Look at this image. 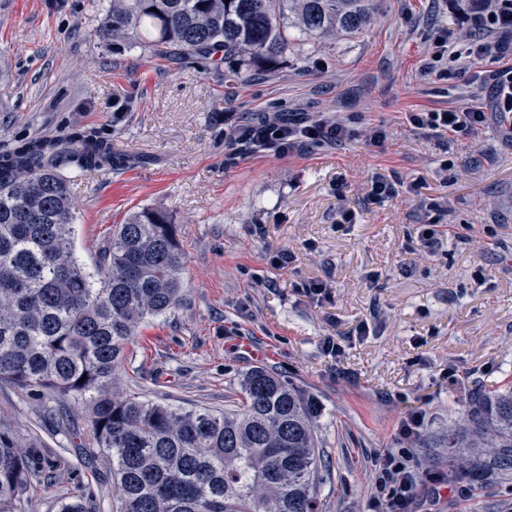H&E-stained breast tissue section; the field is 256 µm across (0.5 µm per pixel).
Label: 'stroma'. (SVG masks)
<instances>
[{"mask_svg": "<svg viewBox=\"0 0 512 512\" xmlns=\"http://www.w3.org/2000/svg\"><path fill=\"white\" fill-rule=\"evenodd\" d=\"M108 4L0 0V151L88 125L140 156L134 168L75 179L84 264L132 211L172 213L187 260L185 300L127 345L124 392L221 411L241 399L246 371L273 370L320 406L322 512H368L374 460L396 447L399 420L417 409L426 419L416 458L446 475L448 427L469 391L512 383V140L494 121L476 142L426 138L406 120L469 93V75L443 83L426 69L432 34L458 25L446 0H377L363 34L307 41L245 74L233 59L200 65L106 48L97 29ZM336 110L384 123V146L280 157L233 152L224 134L228 117ZM374 174L447 196L468 239L442 235L431 255L410 249L421 218L402 196L336 230L341 199L357 203ZM284 250L296 257L285 269L272 263ZM308 280L330 283L331 302L299 295ZM362 321L368 335L353 336ZM327 339L342 346L339 356L324 351ZM1 428L19 446L67 458L51 492L27 487L25 512L78 499L111 512L109 472L71 445L87 433L83 406L0 382ZM408 510L512 512V469L448 478L437 496L419 489Z\"/></svg>", "mask_w": 512, "mask_h": 512, "instance_id": "35a3bbf8", "label": "stroma"}]
</instances>
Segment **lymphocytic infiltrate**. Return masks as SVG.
<instances>
[{"instance_id":"1","label":"lymphocytic infiltrate","mask_w":512,"mask_h":512,"mask_svg":"<svg viewBox=\"0 0 512 512\" xmlns=\"http://www.w3.org/2000/svg\"><path fill=\"white\" fill-rule=\"evenodd\" d=\"M460 11L459 33L443 31L433 41L431 72L447 81L467 73L475 58L495 63L496 70L492 81L481 76L471 79L467 104L407 113V122L425 137L438 138L448 133L479 136L491 112L498 115L500 123L512 124V66L503 64L507 55L512 54V0H472ZM234 134L235 142L251 152L271 150L282 157L305 148L342 146L354 141L377 147L387 138L384 125L362 124L353 115L337 111L305 121L284 112H269L258 120H239ZM401 193L406 194L424 218L419 226L418 247L431 252L439 242L444 221L454 216L453 206L447 197L422 194L417 182L401 185L379 176L368 179L363 202L379 206ZM423 422L424 414L420 411L404 417L398 425L400 447L385 451L376 463V504L380 512H408L418 488L439 483L434 474L418 467L410 448Z\"/></svg>"}]
</instances>
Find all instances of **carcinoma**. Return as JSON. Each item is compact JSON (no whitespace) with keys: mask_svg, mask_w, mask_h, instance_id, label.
<instances>
[{"mask_svg":"<svg viewBox=\"0 0 512 512\" xmlns=\"http://www.w3.org/2000/svg\"><path fill=\"white\" fill-rule=\"evenodd\" d=\"M373 0H111L98 35L150 55L247 66L288 54L300 39L356 35ZM139 162L89 126L22 138L0 153V380L88 404L87 438L118 484L115 512H318L317 404L275 372L242 378L240 407L215 413L124 396L115 375L141 324L178 308L185 255L172 217L142 208L116 226L93 268L75 252L71 171ZM448 427L455 478L472 455L512 465V387L476 392ZM469 448L471 453L460 449ZM46 449L0 431V512H23Z\"/></svg>","mask_w":512,"mask_h":512,"instance_id":"1","label":"carcinoma"}]
</instances>
